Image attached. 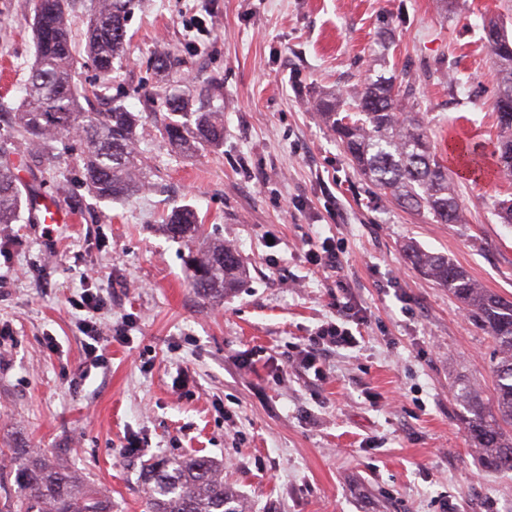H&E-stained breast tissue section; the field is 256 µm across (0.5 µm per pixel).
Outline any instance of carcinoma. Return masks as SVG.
<instances>
[{"mask_svg": "<svg viewBox=\"0 0 512 512\" xmlns=\"http://www.w3.org/2000/svg\"><path fill=\"white\" fill-rule=\"evenodd\" d=\"M69 0H31L36 59L14 113L15 125L28 144L26 157L39 164L46 145L60 136L79 133L85 145V185L93 197L112 201L132 197L149 186L137 163L139 112L115 105L106 112L84 108L75 90L73 56L67 19ZM137 0H91L87 50L97 70L108 76L122 57L128 22ZM485 40L499 74L493 157L496 174L512 179V35L495 21L484 27ZM376 75L348 90L331 92L315 102L322 120L336 133L359 172L385 195L423 214L433 224L465 223L463 209L446 161L431 147L428 128L412 111L416 79ZM352 111H342L344 104ZM163 137L175 148L191 152L224 146L221 107L191 111L189 98H161ZM500 223L512 227V199L494 205ZM22 193L8 163L0 164V224L21 219ZM166 231L177 239L197 236L200 221L188 206L166 217ZM410 263L448 289L473 323L492 337L498 362L491 402L463 384L456 399L464 410L471 445L482 451L487 467L512 472V301L483 288L448 256L407 247ZM191 285L204 298H224L246 282L247 272L237 250L213 242L187 260ZM14 462L0 480L13 481L14 496L0 512H112L105 498L59 459L32 448L13 449ZM146 512H243L224 488L216 463L205 456L154 458L142 468Z\"/></svg>", "mask_w": 512, "mask_h": 512, "instance_id": "carcinoma-1", "label": "carcinoma"}]
</instances>
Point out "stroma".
<instances>
[{
	"instance_id": "1",
	"label": "stroma",
	"mask_w": 512,
	"mask_h": 512,
	"mask_svg": "<svg viewBox=\"0 0 512 512\" xmlns=\"http://www.w3.org/2000/svg\"><path fill=\"white\" fill-rule=\"evenodd\" d=\"M69 14L74 81L95 108L148 112L186 94L197 109L223 105L224 145L182 153L147 122L150 186L116 202L88 193L77 137L22 166L13 114L36 55L33 12L0 0V148L24 202L50 197L75 216L0 224V449L61 458L112 512H144V460L193 454L222 466L245 512H512V473L483 468L453 398L463 383L491 396L495 344L405 257L410 243L446 254L512 300V228L492 210L512 182L493 171L498 87L483 37L491 18L512 31V0H142L107 77L87 54L89 0H69ZM407 67L437 151L464 154L452 169L467 223L432 224L383 195L310 105ZM185 205L202 222L192 244L164 227ZM214 239L236 246L250 277L205 301L186 260ZM310 239L342 251L340 272L306 261ZM84 284L112 295L103 331L127 324L126 343H107L89 371L68 304ZM339 291L366 321L358 347L324 353L318 379L297 349L336 320Z\"/></svg>"
}]
</instances>
